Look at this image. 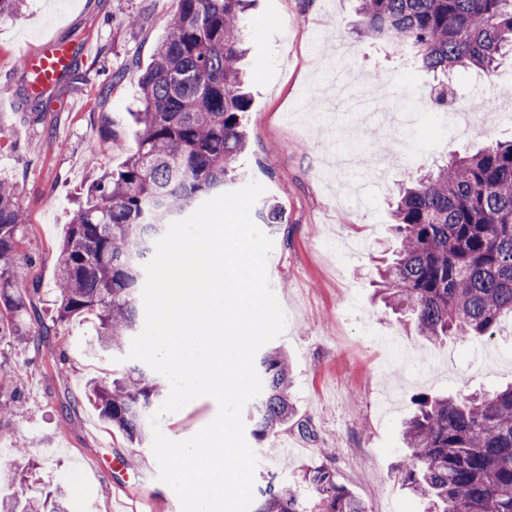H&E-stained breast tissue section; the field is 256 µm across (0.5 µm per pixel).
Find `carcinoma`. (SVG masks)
<instances>
[{"label":"carcinoma","instance_id":"carcinoma-1","mask_svg":"<svg viewBox=\"0 0 512 512\" xmlns=\"http://www.w3.org/2000/svg\"><path fill=\"white\" fill-rule=\"evenodd\" d=\"M176 2L139 77L135 147L119 170L92 178L59 244L54 325L93 317L104 351L122 350L142 327L143 264L155 241L237 180L247 148L242 119L250 100L239 68L247 0ZM359 13L364 36L441 74L442 86L458 71L492 75L512 53V0H360ZM115 137L110 113H98L96 144ZM261 215L267 228L281 229V205L269 203ZM392 216L393 248L377 268L385 307L438 346L495 336L501 319L512 317V141L416 171L399 186ZM23 220L12 184L0 179V310L11 317L13 342L28 345L48 327L35 315L40 282L18 274ZM259 372L255 439L290 425L308 433L309 421L291 401L286 353L269 350ZM161 395L156 379L137 367L92 388L103 421L137 441L149 435L148 411ZM411 403L402 428L409 454L399 472L425 512H512V385L455 396L419 392ZM28 468V451L18 448L4 478L14 482ZM300 479L314 494L312 506L291 486L270 488L255 512H367L325 463ZM67 510L62 495L50 502L0 497V512Z\"/></svg>","mask_w":512,"mask_h":512}]
</instances>
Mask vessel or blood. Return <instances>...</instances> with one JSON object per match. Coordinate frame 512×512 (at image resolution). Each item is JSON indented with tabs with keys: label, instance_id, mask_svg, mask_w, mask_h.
Listing matches in <instances>:
<instances>
[{
	"label": "vessel or blood",
	"instance_id": "b4317fda",
	"mask_svg": "<svg viewBox=\"0 0 512 512\" xmlns=\"http://www.w3.org/2000/svg\"><path fill=\"white\" fill-rule=\"evenodd\" d=\"M87 49V44L57 36L26 51L23 55V66L29 94L35 97L51 92L70 75L79 55Z\"/></svg>",
	"mask_w": 512,
	"mask_h": 512
}]
</instances>
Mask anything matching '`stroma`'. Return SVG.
I'll use <instances>...</instances> for the list:
<instances>
[{
    "label": "stroma",
    "mask_w": 512,
    "mask_h": 512,
    "mask_svg": "<svg viewBox=\"0 0 512 512\" xmlns=\"http://www.w3.org/2000/svg\"><path fill=\"white\" fill-rule=\"evenodd\" d=\"M175 7L176 0H27L18 16L0 17V88L7 90L0 100V176L13 182L27 214L20 249L31 259L25 274L41 282L44 321L55 314L58 244L90 182L98 113L111 112L124 128L99 147L98 167L119 168L133 142L137 77L116 86L112 75L132 63L150 65ZM356 8L357 0H254L246 16L243 67L251 106L244 163L266 198L282 203L287 228L273 233L268 261L287 316L285 332L271 345L288 354L298 415L312 430L253 442L259 458L254 491L297 484L304 468L325 462L367 512H423L396 470L408 454L401 423L411 397L491 391L512 382V334L438 348L375 302L376 267L388 246L393 199L408 173L444 164L453 152L512 140V90L504 88L512 61L503 60L489 77L451 79L462 101H498L500 112L477 131L462 132L455 114L440 106L406 113L394 129L378 122L362 127L360 143L385 146L369 160L387 162L386 176L374 180L363 166L339 171L337 183L358 181L360 191L341 200L323 168L356 114L333 107L337 76L348 70L369 78L394 100L424 97L435 83L433 74L404 67L398 55L359 34ZM130 15L137 26L128 25ZM57 34L92 43L94 50L79 57L71 76L34 111L22 100L21 55ZM61 338L67 342L63 380L45 370ZM94 340L92 317L77 316L36 347L0 341V366L22 378L12 415L0 418V452L10 461L17 449H29L35 474L21 490L31 496L65 486L70 512H181L174 491L157 478L150 443L131 444L88 403L89 383L124 369L113 354L93 350ZM216 410L211 398L201 397L163 416L160 428L171 439H186ZM115 456L138 479L125 484L98 471V461Z\"/></svg>",
    "instance_id": "35a3bbf8"
}]
</instances>
